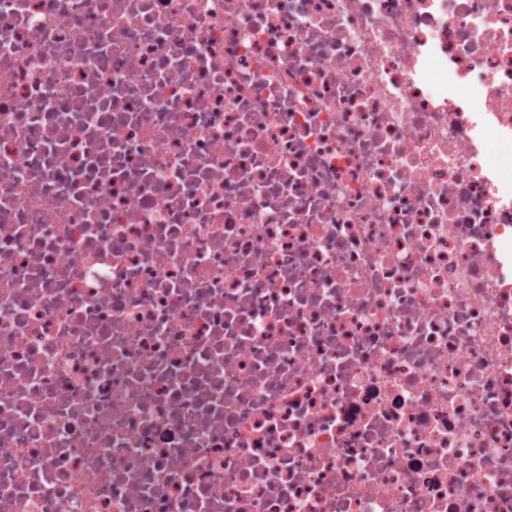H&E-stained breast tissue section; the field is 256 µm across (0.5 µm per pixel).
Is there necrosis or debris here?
Here are the masks:
<instances>
[{
	"mask_svg": "<svg viewBox=\"0 0 512 512\" xmlns=\"http://www.w3.org/2000/svg\"><path fill=\"white\" fill-rule=\"evenodd\" d=\"M0 512H512V0H0Z\"/></svg>",
	"mask_w": 512,
	"mask_h": 512,
	"instance_id": "4bbe7bcc",
	"label": "necrosis or debris"
}]
</instances>
